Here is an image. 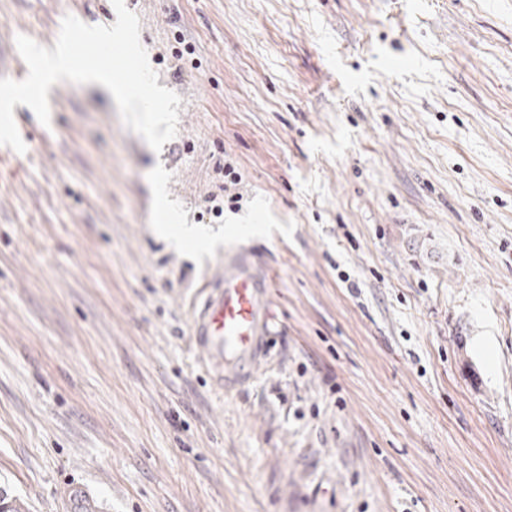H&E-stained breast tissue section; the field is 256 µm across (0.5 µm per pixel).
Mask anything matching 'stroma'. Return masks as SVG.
I'll use <instances>...</instances> for the list:
<instances>
[{
    "instance_id": "1",
    "label": "stroma",
    "mask_w": 512,
    "mask_h": 512,
    "mask_svg": "<svg viewBox=\"0 0 512 512\" xmlns=\"http://www.w3.org/2000/svg\"><path fill=\"white\" fill-rule=\"evenodd\" d=\"M125 3L178 131L153 151L97 86L47 127L15 105L0 485L29 512H512V0ZM74 10L116 21L0 0V57ZM229 246L278 331L223 393L191 333Z\"/></svg>"
}]
</instances>
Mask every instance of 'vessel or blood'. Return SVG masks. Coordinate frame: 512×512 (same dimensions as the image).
<instances>
[{
  "instance_id": "1",
  "label": "vessel or blood",
  "mask_w": 512,
  "mask_h": 512,
  "mask_svg": "<svg viewBox=\"0 0 512 512\" xmlns=\"http://www.w3.org/2000/svg\"><path fill=\"white\" fill-rule=\"evenodd\" d=\"M270 279L255 253L230 248L218 275L193 319L202 358L225 387L234 388L264 363L265 342L272 334Z\"/></svg>"
}]
</instances>
